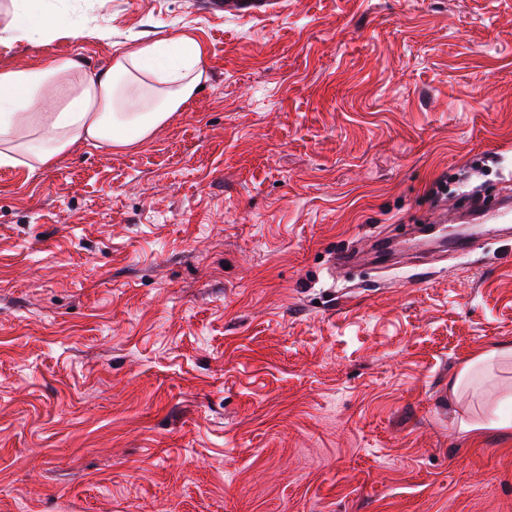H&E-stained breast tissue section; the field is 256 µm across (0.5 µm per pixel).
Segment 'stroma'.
<instances>
[{"instance_id": "1", "label": "stroma", "mask_w": 512, "mask_h": 512, "mask_svg": "<svg viewBox=\"0 0 512 512\" xmlns=\"http://www.w3.org/2000/svg\"><path fill=\"white\" fill-rule=\"evenodd\" d=\"M90 76L176 32L147 140L0 169V512H512L448 382L512 344V0H0ZM477 219L467 251L421 228ZM354 266L333 268L337 253ZM212 9L219 12H235L239 14H266L270 12L271 0H210ZM5 29L13 33V40H28L34 34H38L45 38L64 33L71 34L63 16L50 10H47L40 15L35 30L23 25L11 24H8Z\"/></svg>"}]
</instances>
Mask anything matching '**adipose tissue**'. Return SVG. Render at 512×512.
I'll list each match as a JSON object with an SVG mask.
<instances>
[{
	"instance_id": "1",
	"label": "adipose tissue",
	"mask_w": 512,
	"mask_h": 512,
	"mask_svg": "<svg viewBox=\"0 0 512 512\" xmlns=\"http://www.w3.org/2000/svg\"><path fill=\"white\" fill-rule=\"evenodd\" d=\"M200 62L198 44L182 35L124 51L85 79L75 59L57 56L0 70V167L46 168L75 146L121 148L149 138L193 98ZM511 364L510 345L480 349L449 381V394L470 406L460 431L512 432L499 379Z\"/></svg>"
}]
</instances>
